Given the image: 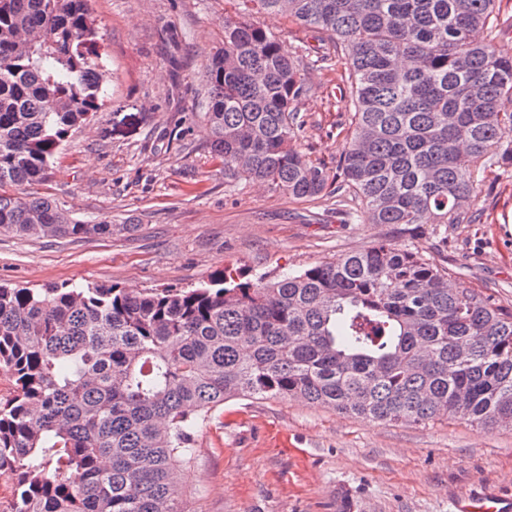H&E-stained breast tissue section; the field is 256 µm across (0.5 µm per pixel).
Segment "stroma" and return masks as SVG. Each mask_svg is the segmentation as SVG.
Returning <instances> with one entry per match:
<instances>
[{
  "label": "stroma",
  "instance_id": "1",
  "mask_svg": "<svg viewBox=\"0 0 512 512\" xmlns=\"http://www.w3.org/2000/svg\"><path fill=\"white\" fill-rule=\"evenodd\" d=\"M112 78L105 106L64 143L40 193L111 236L0 234V283L192 288L224 268L275 276L386 239L512 310V171H495L471 224H366L326 199L224 181L201 118V70L224 45V0H91ZM257 23L297 47L307 91L298 147L335 165L354 112L344 54L280 15ZM191 512H454L512 494V428L383 424L295 400H232L194 434Z\"/></svg>",
  "mask_w": 512,
  "mask_h": 512
}]
</instances>
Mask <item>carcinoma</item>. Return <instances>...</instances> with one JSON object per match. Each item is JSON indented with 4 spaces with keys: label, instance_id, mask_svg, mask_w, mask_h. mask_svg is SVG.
I'll return each instance as SVG.
<instances>
[{
    "label": "carcinoma",
    "instance_id": "cac0c4a2",
    "mask_svg": "<svg viewBox=\"0 0 512 512\" xmlns=\"http://www.w3.org/2000/svg\"><path fill=\"white\" fill-rule=\"evenodd\" d=\"M203 120L224 182L338 193L358 218L468 224L512 168V56L477 43L499 0H226ZM278 14L345 54L354 113L336 166L296 145L306 77ZM89 0H0V233L111 235L41 193L104 102ZM411 59L401 67L398 57ZM0 469L9 512H190L193 435L232 399L300 400L378 422L512 426V311L379 241L274 279L225 268L194 288L0 284Z\"/></svg>",
    "mask_w": 512,
    "mask_h": 512
}]
</instances>
